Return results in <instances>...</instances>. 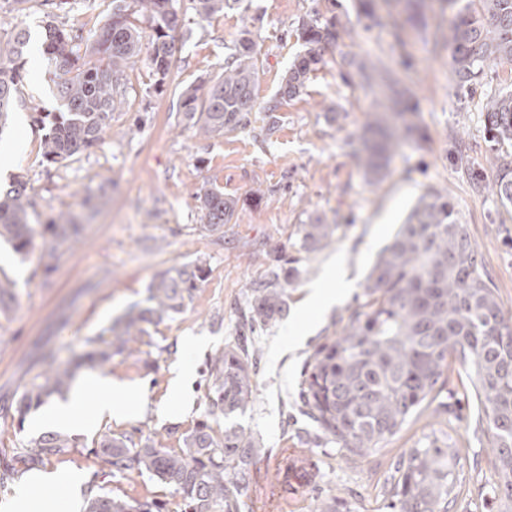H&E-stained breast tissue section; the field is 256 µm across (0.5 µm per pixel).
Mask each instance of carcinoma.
<instances>
[{
	"mask_svg": "<svg viewBox=\"0 0 512 512\" xmlns=\"http://www.w3.org/2000/svg\"><path fill=\"white\" fill-rule=\"evenodd\" d=\"M178 0H112V13L90 44L48 24L43 54L54 74L60 111L47 112L50 127L40 149L49 165L79 157L104 141L112 114L122 103L125 70L145 55L158 74L168 71L178 27ZM199 22L232 7L238 0H189ZM407 21L427 25V11L438 12L435 46L449 52L459 90L470 91L485 76L490 61L512 65V0H396ZM346 26L332 15L301 23L298 39L304 52L289 66L278 98L266 111L300 96L310 74L323 64V51L337 43ZM29 31L14 29L0 46V132L9 114L27 106L22 97L19 62ZM369 87L385 90L372 103L367 130L356 158L365 174L377 180L402 145L418 132L416 112L405 105L406 90L394 73L367 58L345 59ZM258 76L255 42L244 30L235 52L224 61V73L180 95L185 126L208 135L238 127L254 108ZM485 130L494 144L512 142V92L488 98ZM491 188L504 207L512 206V159L494 158ZM201 229L220 233L237 208L238 199L212 184L195 195ZM34 204L26 183L15 179L0 189V241L24 258L38 254L44 272L56 267L64 249L76 243L83 220L68 212L45 224H34ZM338 225L317 218L301 227L306 250L329 245ZM204 278L197 263L176 265L147 288L145 305L135 306L112 321L93 340L96 348L62 363L49 351L43 370L21 384L16 400L18 421L55 396L69 392L82 367H105L116 354H132L149 335L145 325L174 318ZM366 302L349 316L338 336L319 344L301 374L299 400L304 412L340 447L367 453L396 436L408 419L436 390L451 382L448 356L470 370L476 401L484 406L491 435L490 463L497 474L500 512H512V317L505 316L494 283L465 225L448 196L429 192L413 207L393 240L379 253L367 278ZM18 303L16 281L0 272V313ZM284 289L257 287L242 315L252 331L279 318ZM250 337L240 336L207 360L213 389L207 418L181 434L179 450L147 435L133 441L123 433L102 432L93 453L110 466L112 477L135 468L180 495L181 512H245L251 467L260 447L253 432L230 419L244 412L255 396L254 359ZM77 447L64 432L44 433L10 448H0V487L27 472L39 470ZM460 449L430 441L410 448L395 462L399 473L390 512H451L460 489ZM155 498L130 499L112 493L92 479L84 512H163Z\"/></svg>",
	"mask_w": 512,
	"mask_h": 512,
	"instance_id": "cac0c4a2",
	"label": "carcinoma"
}]
</instances>
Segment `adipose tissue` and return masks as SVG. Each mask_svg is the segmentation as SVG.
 <instances>
[{
	"label": "adipose tissue",
	"mask_w": 512,
	"mask_h": 512,
	"mask_svg": "<svg viewBox=\"0 0 512 512\" xmlns=\"http://www.w3.org/2000/svg\"><path fill=\"white\" fill-rule=\"evenodd\" d=\"M93 402V410H86V402ZM139 407L137 401L123 400L119 390L113 386L111 379L96 375L86 377L80 384L74 398L69 402L59 403L48 408L45 422L57 425L92 426L98 416L106 414L116 419L134 415ZM76 482L75 477L67 473H37L28 477L24 490L10 507L12 512H79L78 500H71L68 508H61L52 502L41 499L45 486L56 485L70 489Z\"/></svg>",
	"instance_id": "obj_1"
}]
</instances>
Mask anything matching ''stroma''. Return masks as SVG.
<instances>
[{"instance_id": "1", "label": "stroma", "mask_w": 512, "mask_h": 512, "mask_svg": "<svg viewBox=\"0 0 512 512\" xmlns=\"http://www.w3.org/2000/svg\"><path fill=\"white\" fill-rule=\"evenodd\" d=\"M190 36L176 34L167 76L149 60L127 70L125 99L112 129L90 153L62 165L43 163L44 129L38 112H54L52 70L42 54L43 31L52 23L82 36L98 32L112 0H69L64 9L41 0H0V41L14 27L31 34L23 57L22 90L35 109L13 112L0 134V184L23 176L34 202L32 221L78 210L84 187L105 186L99 213L81 239L64 252L54 272L36 257L21 258L0 244V270L17 282L19 304L0 314V409L14 406L22 380L39 373L43 353L66 362L81 355L86 338L107 328L131 305L143 302L149 285L171 267L202 262L205 275L188 308L176 318L149 325L150 342L139 352L114 356L100 374L122 385L142 404L127 419H100L95 429L74 430L78 448L52 462L55 471L104 477L106 488L130 498L155 497L169 512L181 499L148 477L109 476L92 448L99 433L139 427L164 435L203 420L209 390L206 362L234 341L253 284L268 280L278 256L293 259L296 274L285 288L281 318L258 329L253 403L241 425L259 436L261 453L252 469V512H317V499L347 498L352 512H383L390 463L427 436H451L462 450L461 492L453 512H491L497 477L488 466L489 432L470 381L455 366L453 381L423 405L384 448L364 456L342 449L300 409L303 366L326 337L338 335L352 310L365 300L364 286L378 252L388 244L418 199L436 190L454 203L482 255L505 314L512 315V207L491 190L474 189L470 170L494 179V150L487 139L488 97L512 89V67L489 65L474 94L458 90L446 49L434 48V26L405 27L394 39L388 26L358 19L354 0H239L234 8L193 23L188 0H179ZM339 15L351 29L311 74L305 91L275 114L266 106L288 67L303 53L299 24L313 14ZM257 45L256 106L246 124L221 135L199 136L178 110L182 90L224 70L242 31ZM369 56L393 70L418 103L426 142L404 144L385 178L370 183L353 158L371 105L380 92L368 88L343 55ZM463 161H456V149ZM218 184L238 206L223 233L199 232L196 192ZM338 223L333 242L316 252L302 246L301 225L315 218ZM342 277L346 292L330 308L299 321L310 288ZM190 371L191 405L182 408L172 387Z\"/></svg>"}]
</instances>
